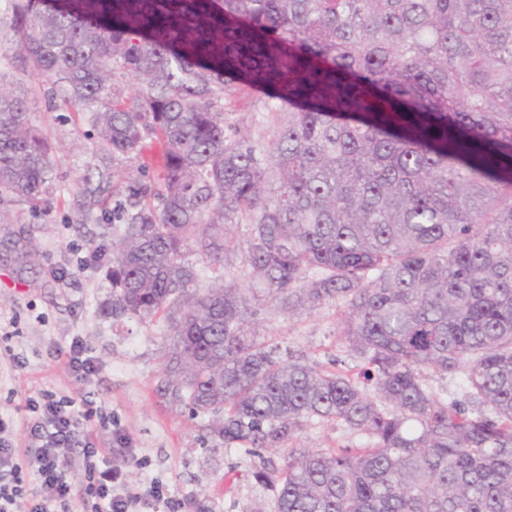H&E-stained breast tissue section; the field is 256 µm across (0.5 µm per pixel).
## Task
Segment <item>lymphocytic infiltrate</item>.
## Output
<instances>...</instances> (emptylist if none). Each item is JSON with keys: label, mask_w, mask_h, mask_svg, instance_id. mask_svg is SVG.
Segmentation results:
<instances>
[{"label": "lymphocytic infiltrate", "mask_w": 512, "mask_h": 512, "mask_svg": "<svg viewBox=\"0 0 512 512\" xmlns=\"http://www.w3.org/2000/svg\"><path fill=\"white\" fill-rule=\"evenodd\" d=\"M25 447L0 439V512H139L142 505L170 508L167 490L150 484L129 490L125 460L92 441L78 443L96 410L92 401L56 398L43 392L29 400ZM81 446L79 470H72L67 452Z\"/></svg>", "instance_id": "obj_1"}]
</instances>
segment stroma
<instances>
[{"mask_svg": "<svg viewBox=\"0 0 512 512\" xmlns=\"http://www.w3.org/2000/svg\"><path fill=\"white\" fill-rule=\"evenodd\" d=\"M0 87L26 99L54 156L38 202H0V415L13 421L9 439L24 441L27 397L44 390L84 397L107 420L95 430L98 447L116 458L132 454V485L162 483L178 512H251L258 505L275 512L272 492L251 476L249 456L226 451L208 429L209 416L191 415L157 393L164 321H120L108 313L111 283L94 254L111 252L119 233L112 211L128 185L155 172L157 142L145 140L138 155L112 159L91 110L48 95L46 78L15 48L0 55ZM102 173L113 175V185L86 206L80 180ZM258 306L251 331L281 352L323 363L340 356L336 306L292 315L266 299ZM75 338L96 363L85 380L67 365Z\"/></svg>", "mask_w": 512, "mask_h": 512, "instance_id": "35a3bbf8", "label": "stroma"}]
</instances>
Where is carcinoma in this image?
I'll return each instance as SVG.
<instances>
[{
    "mask_svg": "<svg viewBox=\"0 0 512 512\" xmlns=\"http://www.w3.org/2000/svg\"><path fill=\"white\" fill-rule=\"evenodd\" d=\"M7 2L29 67L99 105L105 150L161 144L118 215L111 314L164 316L158 391L255 458L275 512H512V0H105L110 25ZM240 80L272 88L267 141L219 108ZM53 165L0 88V200L38 201ZM240 224L248 288L224 282ZM260 294L340 306L363 367L276 357L249 332ZM427 370L465 374L466 401ZM314 421L363 443L295 446Z\"/></svg>",
    "mask_w": 512,
    "mask_h": 512,
    "instance_id": "carcinoma-1",
    "label": "carcinoma"
}]
</instances>
